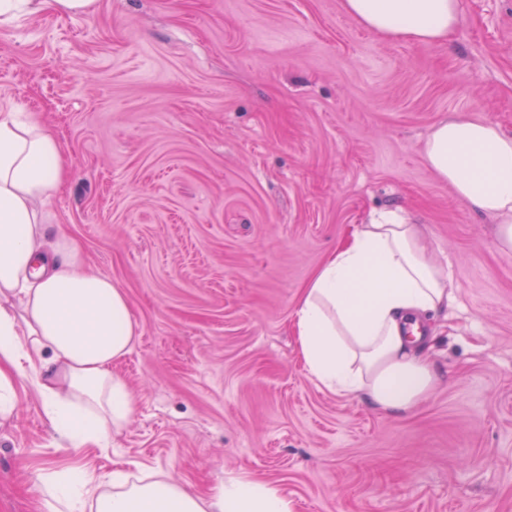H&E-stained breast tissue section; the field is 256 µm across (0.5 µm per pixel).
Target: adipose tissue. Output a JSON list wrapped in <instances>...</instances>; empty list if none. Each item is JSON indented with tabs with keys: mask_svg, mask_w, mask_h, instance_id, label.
<instances>
[{
	"mask_svg": "<svg viewBox=\"0 0 512 512\" xmlns=\"http://www.w3.org/2000/svg\"><path fill=\"white\" fill-rule=\"evenodd\" d=\"M96 3L0 0V23L49 6L84 15ZM344 8L385 39L420 45L448 41L461 21L460 0H344ZM424 158L459 199L497 220V243L512 250V133L458 116L431 129ZM66 173L61 144L34 113L0 109V415L13 412L19 377L73 446H104L135 410L113 366L138 325L123 288L49 221ZM453 301L422 225L383 214L359 225L304 288L291 322L298 357L328 391L409 414L441 378L422 347V322ZM40 494L44 512H292L268 483L228 479L201 495L161 471L58 470L42 477Z\"/></svg>",
	"mask_w": 512,
	"mask_h": 512,
	"instance_id": "ef3b65f1",
	"label": "adipose tissue"
}]
</instances>
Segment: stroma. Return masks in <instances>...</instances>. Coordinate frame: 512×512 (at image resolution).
I'll use <instances>...</instances> for the list:
<instances>
[{
  "label": "stroma",
  "mask_w": 512,
  "mask_h": 512,
  "mask_svg": "<svg viewBox=\"0 0 512 512\" xmlns=\"http://www.w3.org/2000/svg\"><path fill=\"white\" fill-rule=\"evenodd\" d=\"M451 40L390 41L343 0H98L0 25V103L35 113L69 177L50 205L124 288L137 395L109 447H72L16 380L0 512H42L50 471L158 469L204 494L248 477L293 512H512V251L427 167L457 114L512 132V0H460ZM425 225L456 301L442 373L387 415L297 354L303 288L357 225Z\"/></svg>",
  "instance_id": "1"
}]
</instances>
